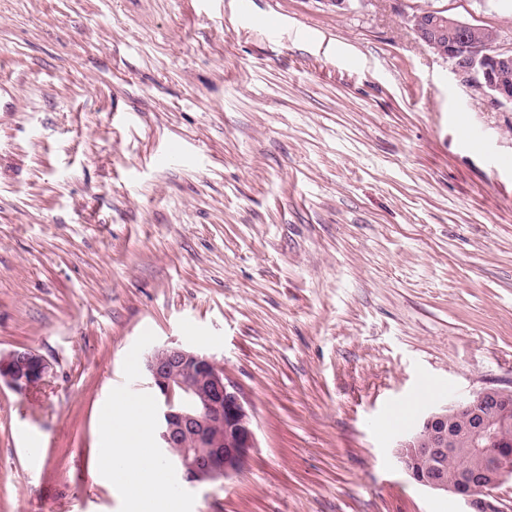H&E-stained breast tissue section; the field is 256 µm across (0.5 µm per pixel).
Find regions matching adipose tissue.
I'll return each instance as SVG.
<instances>
[{"instance_id": "ef3b65f1", "label": "adipose tissue", "mask_w": 512, "mask_h": 512, "mask_svg": "<svg viewBox=\"0 0 512 512\" xmlns=\"http://www.w3.org/2000/svg\"><path fill=\"white\" fill-rule=\"evenodd\" d=\"M152 428L148 410L123 400L112 406L102 464L109 481L126 496L128 512H154L164 485L163 470L144 450Z\"/></svg>"}]
</instances>
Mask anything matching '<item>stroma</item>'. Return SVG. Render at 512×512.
Returning <instances> with one entry per match:
<instances>
[{
  "label": "stroma",
  "mask_w": 512,
  "mask_h": 512,
  "mask_svg": "<svg viewBox=\"0 0 512 512\" xmlns=\"http://www.w3.org/2000/svg\"><path fill=\"white\" fill-rule=\"evenodd\" d=\"M426 7L512 34V0H0V353L51 364L0 386V512H126L107 414L156 410L126 354L164 345L257 438L223 485L173 476L182 512H461L395 447L512 386V107L415 37ZM49 368V361L36 350L13 349L0 356V382L17 392H26L43 380ZM36 377L39 380L34 382Z\"/></svg>",
  "instance_id": "stroma-1"
}]
</instances>
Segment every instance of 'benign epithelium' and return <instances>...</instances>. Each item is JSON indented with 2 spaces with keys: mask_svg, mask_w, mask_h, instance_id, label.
<instances>
[{
  "mask_svg": "<svg viewBox=\"0 0 512 512\" xmlns=\"http://www.w3.org/2000/svg\"><path fill=\"white\" fill-rule=\"evenodd\" d=\"M407 22L418 40L449 60L466 82L512 105V46L498 47L501 33L442 9L416 11ZM49 361L20 347L0 356V382L17 392L36 386ZM148 386L158 399L160 447L176 448L167 461L192 485L211 484L240 473L257 447L256 434L239 388L211 357L182 346H162L145 358ZM512 427V389L488 387L455 405L434 410L397 443L396 457L421 486L458 497L465 512H505L498 489L512 479V450L503 433ZM466 440L468 447L457 443ZM483 460L479 472L448 477V457Z\"/></svg>",
  "mask_w": 512,
  "mask_h": 512,
  "instance_id": "7a95c632",
  "label": "benign epithelium"
}]
</instances>
